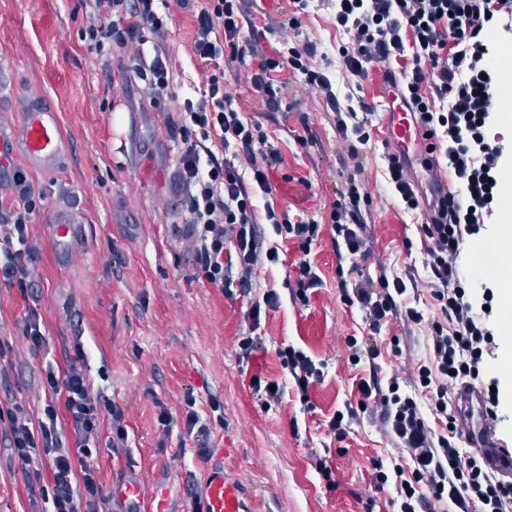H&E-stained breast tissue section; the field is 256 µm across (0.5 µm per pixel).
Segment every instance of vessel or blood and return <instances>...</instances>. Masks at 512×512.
<instances>
[{
    "mask_svg": "<svg viewBox=\"0 0 512 512\" xmlns=\"http://www.w3.org/2000/svg\"><path fill=\"white\" fill-rule=\"evenodd\" d=\"M384 139L393 149H419L421 133L411 125L406 108L395 95L385 99ZM21 150L29 169L54 170L69 151V142L60 130L57 112L50 103L34 102L21 114L11 140L0 138V150ZM81 225L75 219L61 217L53 225L57 255L67 259L72 241ZM456 404L464 409L461 437L474 448L486 467L495 473L512 477V450L501 448L491 421L485 417V398L481 387L469 383L455 393ZM109 500L112 512H170L167 493L160 486H147L134 471L113 479ZM255 504L233 469L223 463L211 464L198 493L197 512H253Z\"/></svg>",
    "mask_w": 512,
    "mask_h": 512,
    "instance_id": "vessel-or-blood-1",
    "label": "vessel or blood"
}]
</instances>
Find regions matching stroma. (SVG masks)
I'll return each mask as SVG.
<instances>
[{"instance_id":"obj_1","label":"stroma","mask_w":512,"mask_h":512,"mask_svg":"<svg viewBox=\"0 0 512 512\" xmlns=\"http://www.w3.org/2000/svg\"><path fill=\"white\" fill-rule=\"evenodd\" d=\"M88 3L0 0V136L11 138L17 113L44 98L53 103L70 143L68 156L51 173L27 170L16 154L7 161L10 172L26 176L38 193L28 224L39 252L33 290L0 286V365L8 373L0 401L18 402L39 417L45 368L79 345L94 391L120 404L130 427V460L101 450L96 464L103 478L134 468L149 483L167 488L174 512H192L206 466L192 441L175 431L163 434L158 423L160 408L178 409L191 392L205 415L211 398L223 402L224 423L212 429L210 459L234 466L258 512H393L394 489L375 491L370 477L374 461L403 464L406 451L366 414L348 423L341 438L324 425L355 401L356 380L368 376L370 366L353 363L345 345L346 337L362 336L365 324L359 308L341 297L332 241L312 248L325 285L308 303L293 300L285 263L259 268L254 295L276 289L280 306L262 327V349L239 359L247 305L191 278L178 233L186 217L172 180L177 149L162 124L163 113L175 111L181 98L199 95L192 82L205 65L192 52L195 18L187 10L175 12L164 33L146 35L176 64L177 95L159 100L134 79L128 58L88 52L81 34ZM288 14L287 0H244L242 24L266 28L259 48L267 53L284 39L316 43L315 65L328 72L340 93H348L354 80L343 71L337 50L351 37L337 28L330 5L311 0L298 28L289 26ZM280 78L283 102L277 112H263L250 87H237L247 115L260 120L282 155L270 200L291 215L325 222L353 163L323 97L304 89L290 71ZM363 93L377 109L361 176L370 195L361 210L375 242L364 270L410 271L423 281L428 274L416 227L425 216L403 212L391 195L384 179V100L371 88ZM299 134L309 137L307 147L296 142ZM61 214L82 224V238L66 264L58 263L52 243L51 226ZM505 219V210H498L481 237L466 244L460 267L466 288L479 291L473 268L495 259ZM33 309L49 336L46 349L37 353L17 341ZM377 342L380 378L396 376L410 384L416 362L429 352L427 326L407 328L393 319ZM289 346L325 362L324 377L310 389L308 402L290 387L281 402L265 404L250 380L256 374L288 380L279 351ZM318 457L332 468L334 483L317 473ZM0 512H30L24 474L1 444Z\"/></svg>"}]
</instances>
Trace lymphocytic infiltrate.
Listing matches in <instances>:
<instances>
[{
    "instance_id": "obj_1",
    "label": "lymphocytic infiltrate",
    "mask_w": 512,
    "mask_h": 512,
    "mask_svg": "<svg viewBox=\"0 0 512 512\" xmlns=\"http://www.w3.org/2000/svg\"><path fill=\"white\" fill-rule=\"evenodd\" d=\"M82 29L89 52L116 49L131 54L133 71L155 97L175 94L173 62L167 51L146 56L145 31H162L174 9H187L191 0H90ZM337 27L351 36L340 55L346 71L357 82L387 68L414 122L429 141L426 167L445 161L459 193L434 192L421 203L418 184L406 156H385L386 182L404 210L426 206L428 218L418 227L424 240L423 265L436 314L425 320L417 308L406 305L417 290L414 275L371 278L362 264L372 252L366 227L359 217L361 185L349 181L333 202L329 223L290 218L268 204L275 189L272 171L280 161L278 149L257 120L245 117L236 87L247 84L269 112L280 111L282 86L276 75L287 69L302 76L308 89L324 96L336 117V132L355 172L371 139L374 108L364 97L339 95L329 75L313 67L314 44H282L272 53L246 63L254 38L245 37L241 0H207L196 11L193 50L208 69L202 73L199 98H184L177 111L164 115L163 125L178 143L174 177L184 196L188 218L182 229L191 246L193 279L217 288L225 298L247 300L249 333L239 342V356L247 359L262 343L263 321L280 306L276 290L253 296L257 269L280 260L272 237L293 243L300 258L293 264L294 296L306 301L323 278L309 255L322 237L331 238L338 262L349 265L353 278L341 281L347 305L363 313L366 338H347L355 355L375 360L380 349L373 338L388 318L402 315L405 324L428 323L431 353L418 364L420 392L404 393L397 379L381 384L377 376L356 384L357 405L336 412L327 423L330 432L343 435L345 418L358 412H379L388 434L407 448L412 467L385 469L375 463L371 481L375 490L394 487L398 512H437L449 503L459 512H512V482L488 472L481 459L462 446L460 427L448 411V393L464 380L481 382L485 354L494 334L489 326L490 293L475 298L461 283L459 262L466 238L477 236L495 213L504 149L489 135L490 104L497 72L486 39L490 24L512 30V0H334ZM5 190L19 211L0 214V285L30 287L37 253L26 213L35 202V189L24 177H15ZM283 365L308 399L309 388L321 381V365L303 351L281 352ZM46 403L41 420H32L18 403L0 407V441L12 451L27 478L31 512H98L104 485L94 464L101 447L112 453L129 450V430L123 409L94 394L83 354L66 356L63 365L47 369L41 379ZM438 425L430 427L425 413ZM66 420L72 440H63L59 420ZM163 429L180 424L208 461L211 422L187 395L179 412L161 409Z\"/></svg>"
}]
</instances>
